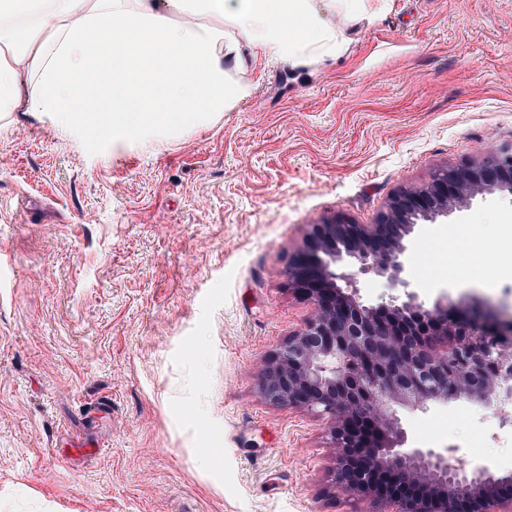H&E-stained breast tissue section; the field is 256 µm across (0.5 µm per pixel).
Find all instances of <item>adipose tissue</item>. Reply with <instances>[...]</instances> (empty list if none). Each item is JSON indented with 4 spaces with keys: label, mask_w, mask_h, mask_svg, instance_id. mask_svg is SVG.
Here are the masks:
<instances>
[{
    "label": "adipose tissue",
    "mask_w": 512,
    "mask_h": 512,
    "mask_svg": "<svg viewBox=\"0 0 512 512\" xmlns=\"http://www.w3.org/2000/svg\"><path fill=\"white\" fill-rule=\"evenodd\" d=\"M388 0H0V122L166 143L250 94L256 57L295 67L345 49L335 16Z\"/></svg>",
    "instance_id": "ef3b65f1"
}]
</instances>
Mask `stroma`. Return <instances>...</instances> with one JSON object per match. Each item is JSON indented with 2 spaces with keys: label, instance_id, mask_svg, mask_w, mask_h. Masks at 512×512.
<instances>
[{
  "label": "stroma",
  "instance_id": "stroma-1",
  "mask_svg": "<svg viewBox=\"0 0 512 512\" xmlns=\"http://www.w3.org/2000/svg\"><path fill=\"white\" fill-rule=\"evenodd\" d=\"M306 69L169 144L0 125V512H366L328 424L258 393L312 314L287 286L311 225L372 223L438 169L512 146V0H390ZM512 195L412 235L419 301L512 316ZM414 448L512 470V404L398 407Z\"/></svg>",
  "mask_w": 512,
  "mask_h": 512
}]
</instances>
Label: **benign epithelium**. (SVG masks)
Instances as JSON below:
<instances>
[{"label": "benign epithelium", "mask_w": 512, "mask_h": 512, "mask_svg": "<svg viewBox=\"0 0 512 512\" xmlns=\"http://www.w3.org/2000/svg\"><path fill=\"white\" fill-rule=\"evenodd\" d=\"M495 192L512 195V148L440 169L423 187L401 188L372 224L337 215L312 225L290 257L288 288L313 314L266 361L268 403L327 419L335 487L366 512H512V471L470 472L430 448L407 446L394 410L465 400L495 412L512 401V320L425 306L405 273L409 238ZM403 291L390 306L365 305L359 279Z\"/></svg>", "instance_id": "obj_1"}]
</instances>
